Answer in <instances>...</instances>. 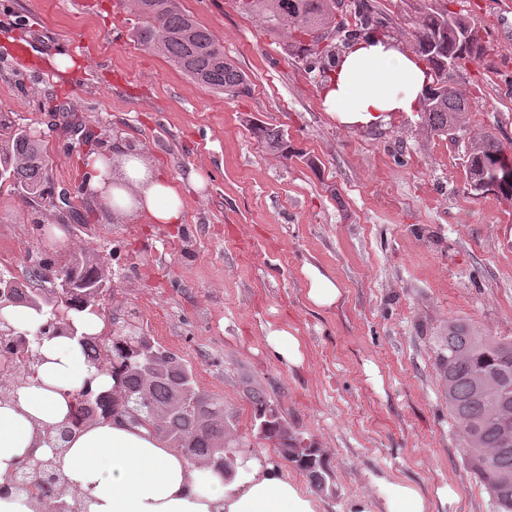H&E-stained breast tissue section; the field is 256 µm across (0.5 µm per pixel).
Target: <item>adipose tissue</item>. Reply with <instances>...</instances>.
Here are the masks:
<instances>
[{
    "label": "adipose tissue",
    "instance_id": "obj_1",
    "mask_svg": "<svg viewBox=\"0 0 512 512\" xmlns=\"http://www.w3.org/2000/svg\"><path fill=\"white\" fill-rule=\"evenodd\" d=\"M430 85L421 59L374 34L359 37L321 88L323 105L343 125H370L415 112ZM114 176L102 153L86 159V189L114 218L165 225L182 221L180 188L145 158L119 153ZM34 380L0 400V485L30 459L52 460L63 487L83 512H317L310 496L265 460L252 459L248 476L226 484L222 475L189 463L153 433L116 418L82 427L61 452L49 434L65 425L77 392L112 388L110 371L91 367L66 336L44 338ZM382 510L355 500L350 512H432L411 483L386 481Z\"/></svg>",
    "mask_w": 512,
    "mask_h": 512
}]
</instances>
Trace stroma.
Instances as JSON below:
<instances>
[{
  "label": "stroma",
  "instance_id": "1",
  "mask_svg": "<svg viewBox=\"0 0 512 512\" xmlns=\"http://www.w3.org/2000/svg\"><path fill=\"white\" fill-rule=\"evenodd\" d=\"M178 2L246 71L248 94L203 88L138 44V18L118 0H0V114L41 133L55 195L90 226L57 236L58 213L35 212L2 185L0 263L26 268L20 243L106 254L104 309L179 356L233 409L251 457L281 464L318 512L382 501L386 477L430 496L452 486L439 512H493L460 454L436 358L451 317L512 336V202L471 190L464 138L430 134L419 114L338 124L323 109L319 71L234 0ZM373 2L412 49L420 0ZM446 3L489 47L460 71L470 127L512 143V0ZM58 53L73 62L63 74L50 64ZM67 117L89 141L64 129ZM258 125L282 130L287 156L267 153ZM101 141L134 146L179 182L181 224L118 221L83 192L81 159ZM310 266L339 288L335 306L308 299ZM281 326L299 337L301 364L267 347ZM248 378L324 448L330 491H314L258 436Z\"/></svg>",
  "mask_w": 512,
  "mask_h": 512
}]
</instances>
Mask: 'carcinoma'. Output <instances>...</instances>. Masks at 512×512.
Returning a JSON list of instances; mask_svg holds the SVG:
<instances>
[{"label":"carcinoma","mask_w":512,"mask_h":512,"mask_svg":"<svg viewBox=\"0 0 512 512\" xmlns=\"http://www.w3.org/2000/svg\"><path fill=\"white\" fill-rule=\"evenodd\" d=\"M139 22L134 38L142 46L167 58L201 86L215 92L238 95L249 91L247 74L224 55V47L213 33L200 25L174 0H131ZM332 0H236L239 9L262 18L268 33L286 41L288 53L314 59L320 73L328 77L343 49L359 33L343 43L320 47L319 40L305 35L321 29L340 35L342 25L333 18ZM365 30L385 31L375 6L360 14ZM476 31L462 13L432 4L424 5L422 20L415 31V52L423 56L441 78L432 83L422 101L421 123L433 134L447 136L454 128L467 129L470 110L467 99L453 86L446 62L483 58V38L465 39ZM255 134L272 153L284 155L288 146L284 134L271 127L257 126ZM470 187L494 191L512 200V180L497 184L484 182L494 169L512 170L506 147L491 133L468 138ZM0 170L10 180L26 206L36 210L52 200L50 160L43 140L21 127L0 133ZM98 255L74 252L65 262L40 257L24 278L0 269V279L13 281L17 288L1 300L10 307H27L54 321L53 335H66L72 322L69 313L90 310L97 313ZM443 348L437 358L438 375L448 400V413L458 430L461 453L469 471L485 486L494 512H512V336H496L463 318H450L442 336ZM21 346L11 335L0 336V356L5 369L32 368L34 359H21ZM101 368L119 376L117 389L75 397L69 425L56 431V448L62 449L72 430L99 419L117 417L143 427L169 447L180 451L191 463H203L233 479L241 464L244 444L224 401L197 388L194 375L171 351L150 337L134 334L114 336L107 344V358ZM258 434L272 443L281 459L305 473L311 485L323 492L331 474L324 465V451L311 437L294 428L271 403L259 385L249 389ZM28 493L43 504L46 512H77L59 482L29 481Z\"/></svg>","instance_id":"obj_1"}]
</instances>
